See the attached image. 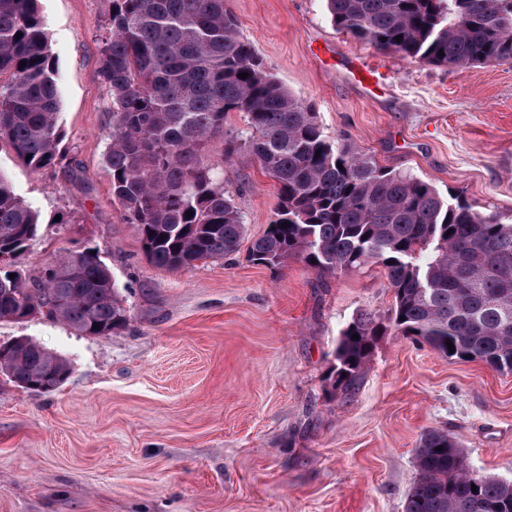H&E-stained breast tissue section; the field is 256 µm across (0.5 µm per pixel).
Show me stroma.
Segmentation results:
<instances>
[{
  "mask_svg": "<svg viewBox=\"0 0 512 512\" xmlns=\"http://www.w3.org/2000/svg\"><path fill=\"white\" fill-rule=\"evenodd\" d=\"M110 0H37L57 67L65 159L31 171L0 143V172L39 215L18 259L31 277L97 248L129 321L85 336L38 316L0 321V343L29 338L71 374L51 393L0 375V512H403L423 432L446 431L468 467L512 481V374L439 355L388 330L348 398L326 381L341 330L387 322L393 292L377 264L322 276L299 260L265 266L248 243L274 217L278 185L224 117L206 156L246 224L222 259L169 270L145 257L112 199L104 152L110 93L96 35ZM267 70L316 112L329 140L477 209L512 214V66L414 62L340 32L325 0H226ZM328 46L333 54L318 55ZM357 56L367 91L338 67ZM66 223H56L58 215Z\"/></svg>",
  "mask_w": 512,
  "mask_h": 512,
  "instance_id": "stroma-1",
  "label": "stroma"
}]
</instances>
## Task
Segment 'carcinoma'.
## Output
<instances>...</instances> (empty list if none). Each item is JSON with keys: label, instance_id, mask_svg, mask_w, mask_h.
I'll return each mask as SVG.
<instances>
[{"label": "carcinoma", "instance_id": "obj_1", "mask_svg": "<svg viewBox=\"0 0 512 512\" xmlns=\"http://www.w3.org/2000/svg\"><path fill=\"white\" fill-rule=\"evenodd\" d=\"M35 2L0 0V142L39 171L57 164L63 133L57 69ZM111 2L98 38L99 73L112 94L104 161L112 197L153 264L176 270L238 251L242 214L204 155L224 136V115L241 112L246 127L224 142V156L247 149L279 185L275 218L252 241V259L271 266L299 259L331 275L376 262L393 291L389 324L360 315L342 330L328 375L332 394L355 390L389 325L448 359L512 373V219L332 143L311 107L240 36L225 0ZM326 5L337 30L405 59L469 69L512 64V0ZM39 224L0 173V256L10 257L0 270V321L37 313L81 335L123 329L127 308L98 250L70 253L36 279L16 268ZM11 346L0 373L17 386L46 393L68 378L67 360L34 340ZM415 462L404 512H512V481L470 470L444 431L421 435Z\"/></svg>", "mask_w": 512, "mask_h": 512}]
</instances>
